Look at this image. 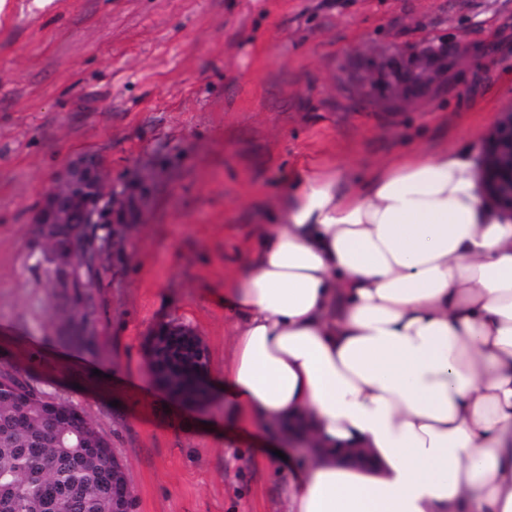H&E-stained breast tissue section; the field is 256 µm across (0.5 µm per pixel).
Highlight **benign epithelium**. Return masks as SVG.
<instances>
[{
    "instance_id": "7a95c632",
    "label": "benign epithelium",
    "mask_w": 512,
    "mask_h": 512,
    "mask_svg": "<svg viewBox=\"0 0 512 512\" xmlns=\"http://www.w3.org/2000/svg\"><path fill=\"white\" fill-rule=\"evenodd\" d=\"M473 43L429 37L409 44L384 43L360 49L341 67L349 97L357 104L383 112H404L423 99L448 86L462 75L468 61L479 55ZM481 160L490 171L512 176V113H503L487 134ZM155 173L141 172L120 183H108L100 159L86 154L72 162L58 184L43 198L36 223L70 226L71 234L80 231L77 224H98L100 214L112 216V234L102 243L101 255L126 252L133 225L152 193ZM490 200L512 210V185L495 180ZM42 265L52 270L66 263L65 252H53L41 239Z\"/></svg>"
}]
</instances>
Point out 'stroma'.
<instances>
[{
    "label": "stroma",
    "mask_w": 512,
    "mask_h": 512,
    "mask_svg": "<svg viewBox=\"0 0 512 512\" xmlns=\"http://www.w3.org/2000/svg\"><path fill=\"white\" fill-rule=\"evenodd\" d=\"M445 36L485 53L405 112L357 106L356 50ZM512 111V0H7L0 14V369L82 408L126 466L134 512H280L282 478L239 436L222 388L171 401L144 344L177 320L212 378L231 352L224 283L262 208L314 162L352 187L413 147L483 137ZM158 180L122 261L105 258L96 347L60 326L33 235L66 165Z\"/></svg>",
    "instance_id": "1"
}]
</instances>
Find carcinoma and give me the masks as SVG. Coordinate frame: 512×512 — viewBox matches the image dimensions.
Returning a JSON list of instances; mask_svg holds the SVG:
<instances>
[{
    "label": "carcinoma",
    "mask_w": 512,
    "mask_h": 512,
    "mask_svg": "<svg viewBox=\"0 0 512 512\" xmlns=\"http://www.w3.org/2000/svg\"><path fill=\"white\" fill-rule=\"evenodd\" d=\"M101 231L112 233V225L84 229L63 292L55 276L47 281L72 327L62 340L89 348L95 345V290L104 269L97 246ZM165 331L161 323L147 339L152 378L169 393L201 394V370L179 367L194 355V337ZM112 457L110 441L88 415L51 398L21 373L0 371V512H112Z\"/></svg>",
    "instance_id": "1"
}]
</instances>
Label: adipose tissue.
<instances>
[{
	"label": "adipose tissue",
	"mask_w": 512,
	"mask_h": 512,
	"mask_svg": "<svg viewBox=\"0 0 512 512\" xmlns=\"http://www.w3.org/2000/svg\"><path fill=\"white\" fill-rule=\"evenodd\" d=\"M477 153L294 172L226 282L242 425L369 452L285 449L283 512H512V215Z\"/></svg>",
	"instance_id": "obj_1"
}]
</instances>
